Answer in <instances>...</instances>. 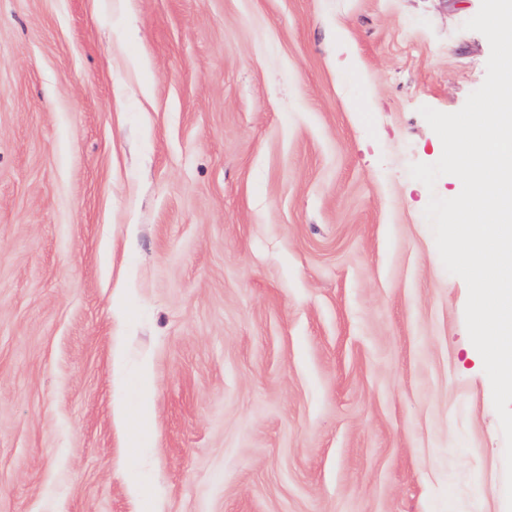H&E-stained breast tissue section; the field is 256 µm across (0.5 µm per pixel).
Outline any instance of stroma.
I'll return each instance as SVG.
<instances>
[{
  "instance_id": "stroma-1",
  "label": "stroma",
  "mask_w": 512,
  "mask_h": 512,
  "mask_svg": "<svg viewBox=\"0 0 512 512\" xmlns=\"http://www.w3.org/2000/svg\"><path fill=\"white\" fill-rule=\"evenodd\" d=\"M480 5L0 0V512H507L409 173Z\"/></svg>"
}]
</instances>
